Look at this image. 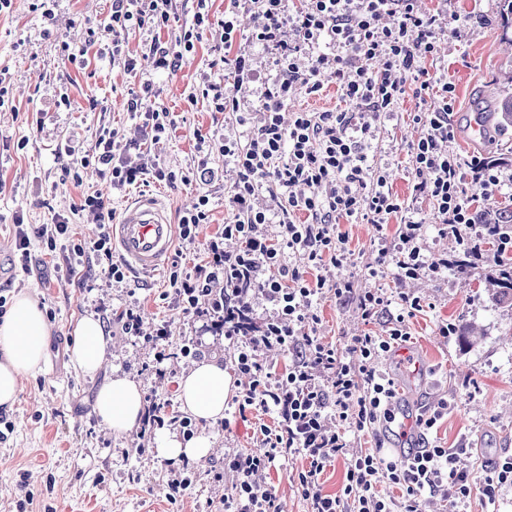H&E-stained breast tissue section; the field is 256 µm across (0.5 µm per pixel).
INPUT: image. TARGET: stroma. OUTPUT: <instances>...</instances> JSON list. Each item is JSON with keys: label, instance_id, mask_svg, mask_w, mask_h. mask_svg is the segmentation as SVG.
Masks as SVG:
<instances>
[{"label": "stroma", "instance_id": "35a3bbf8", "mask_svg": "<svg viewBox=\"0 0 512 512\" xmlns=\"http://www.w3.org/2000/svg\"><path fill=\"white\" fill-rule=\"evenodd\" d=\"M41 0H13L0 12V72L6 76L9 103L0 108V295L7 300L29 286H36L37 299L50 326L48 355L40 373L20 382L19 402L6 418L12 430L0 440V512H224V496L232 477L224 471L225 454L255 451L260 425H274V412L253 410L239 416L234 402H227L222 420L193 421L191 428L167 423L152 429L135 425L118 433L102 424L94 413L96 393L105 378L126 375L139 383L145 404L167 402L169 415L180 414L178 382L192 366V359L179 350L185 338L201 335L200 356L229 361L224 338L201 334L203 324L195 314L184 312L169 283L172 270L194 274L207 260L210 240L219 236L232 218L224 207V192L235 180L232 164L226 163L220 147L224 142V115L214 111L209 99L189 102L188 96L201 83V74L232 85L224 69V45L218 35H204L194 52L185 56L179 70L154 68L146 58L151 31L130 30L123 51L137 60L140 77L128 75L111 56L89 52L85 61L69 62L63 43L81 47L88 28L97 27L109 10L108 0H53L51 17H44ZM422 11L447 12L449 18L465 22L461 38L441 33L438 52L425 67L431 81L449 80L455 86V137L450 153L462 160L474 157L506 158L499 171L504 186L494 201H485L478 185L466 182L473 205L482 210L512 204V127L487 132L484 139L470 140L468 126L482 101L498 95L500 76L512 66L501 40L506 19L501 0H419ZM234 49L253 58L261 79L244 100V110L258 112L266 78L275 76L270 52L238 34ZM152 84V98L173 115L168 136L152 145L151 156L173 182L151 181L146 188L114 189L95 167L81 169L80 180L67 174L66 159L57 155L61 144L75 150V158H95L99 130L110 127L127 139H142L143 133L127 110L131 92L141 79ZM68 94L70 107L59 106ZM421 102L406 94L398 115L387 121L369 151L370 165L386 169L393 194L404 199L423 221L422 243L428 257L453 255L459 239L481 234V226L462 228L460 234L441 233L432 222L433 206L415 197L408 145L422 128L412 120ZM208 166L215 176L207 183L184 184L183 176ZM108 193L115 211L141 193L158 196L171 219L193 205L198 195L209 197L208 222L193 240H175L170 261L155 274L128 272L123 282L106 274L108 259L93 267L69 269L64 248L48 251L33 242L31 260L22 263L15 249V222L49 224L54 216L69 217L70 237H96L98 226L89 212L72 214L81 196ZM351 263L343 271L332 265L306 267L302 254L291 255L292 266L305 268L306 278L316 275L335 280L349 278L355 289L381 288L395 297L406 293L417 297L422 308L408 316L411 334L403 352H391L383 365L397 389L410 400L400 414L415 418L446 402L448 411L434 426L430 437L448 448L468 444L458 466L483 481L493 462L512 453V307L494 302L487 288L496 265V249L484 245L468 280L456 275L425 276L399 281L394 268L370 277L381 248L393 247L396 224L383 230L357 221L346 224ZM139 309L144 334L166 326L168 336L159 345L143 336L126 334L120 314ZM317 316L314 336L335 348L344 347L353 336L385 335L387 315L365 321L354 301H338L333 288H324L314 302ZM94 315L112 338V349L102 374L88 377L70 361L73 328L83 316ZM451 324L448 335L440 327ZM472 325L475 333L462 337L458 330ZM165 348L167 360L157 361V348ZM209 435L213 446L208 455L189 461L192 485L177 502L166 498L167 472L173 461L158 451L168 434L188 439L192 434ZM304 457L295 455L265 476L276 497L278 512H309L310 505L298 489L297 474L305 468ZM33 493L31 505H23L25 493ZM426 512H512V484L497 486L493 496L475 492L466 501L450 504L444 494L427 498Z\"/></svg>", "mask_w": 512, "mask_h": 512}]
</instances>
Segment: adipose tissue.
I'll return each instance as SVG.
<instances>
[{
  "label": "adipose tissue",
  "mask_w": 512,
  "mask_h": 512,
  "mask_svg": "<svg viewBox=\"0 0 512 512\" xmlns=\"http://www.w3.org/2000/svg\"><path fill=\"white\" fill-rule=\"evenodd\" d=\"M49 325L37 299L18 294L9 313L0 319V408L14 409L22 376L40 371L46 360ZM71 361L83 374L102 370L109 339L99 319L86 316L74 327ZM230 380L223 362L206 359L178 384L181 408L196 419L213 422L224 416ZM143 408L140 386L125 376L107 380L98 390L95 411L101 421L117 432L132 428Z\"/></svg>",
  "instance_id": "1"
}]
</instances>
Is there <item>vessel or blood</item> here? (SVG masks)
I'll list each match as a JSON object with an SVG mask.
<instances>
[{"label": "vessel or blood", "instance_id": "1", "mask_svg": "<svg viewBox=\"0 0 512 512\" xmlns=\"http://www.w3.org/2000/svg\"><path fill=\"white\" fill-rule=\"evenodd\" d=\"M174 240L161 200L152 195L135 197L112 227V245L136 270L151 274L164 265Z\"/></svg>", "mask_w": 512, "mask_h": 512}]
</instances>
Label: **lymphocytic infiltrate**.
Returning <instances> with one entry per match:
<instances>
[{"mask_svg": "<svg viewBox=\"0 0 512 512\" xmlns=\"http://www.w3.org/2000/svg\"><path fill=\"white\" fill-rule=\"evenodd\" d=\"M210 0H196L193 22L174 38L160 39L169 27L172 0H112L102 31H89L88 46L99 33L112 43V56L134 71L135 58L123 56L122 37L132 29L156 31L150 50L162 70L179 68L185 54L194 50L205 33L219 31L224 42V66L235 75L233 93L203 78L215 111L228 121L249 124L246 138L225 135L224 158L234 164L237 178L224 194V206L233 216L195 276L171 273L169 281L185 311L196 310L200 297H209L213 329L222 331L224 346L232 355L235 371L247 377L237 400L239 412L259 407L275 411L276 427H261L262 448L225 456L224 467L233 477L224 499L225 512H277L275 497L261 477L293 455L304 456L307 468L298 483L311 512H393V499L375 489L378 476L403 492V512H423V497L445 492L452 501L472 496V476L457 466L460 449L422 442L406 460L376 448L360 451L346 466L340 494L324 493V469L342 452V435L332 423H346L356 430L382 423L392 427L396 414L390 406L394 382L377 366L378 359L408 341L405 316L419 309L420 300L405 294L391 299L380 290L355 292L352 281L337 279L336 296L355 300L364 320L387 315V335L353 337L345 351H338L306 331L307 312L326 285L325 277L308 280L299 269L282 263L285 251L303 254L307 264L320 267L331 262L343 269L350 261L348 235L340 218L363 219L376 228L402 210L390 191L386 172L367 165L368 150L380 127L393 117L415 81L416 96L430 98V105L413 120L423 133L410 145L416 193L434 206L433 220L443 227L474 225L479 221L473 198L464 186L463 167H470L485 200L500 193L502 181L491 163L475 158L470 163L449 153L453 136L450 116L454 110L451 83L433 87L427 80L425 61L437 51L436 34L443 30L445 14L423 13L417 0H301L289 9L288 0H233L223 20L210 15ZM249 19L250 39L275 56L276 77L264 85L262 110L254 123L241 113V96L258 79L252 58L235 53L233 41L241 17ZM293 40H285L284 27ZM377 69H370V62ZM336 84L345 103L336 112L283 113L297 93L318 95L324 81ZM150 83L127 101V110L142 121L151 143H159L172 126L169 111L148 99ZM116 130L102 128L94 163L108 175L113 187L123 188L146 178L172 180V173L150 162L136 140L118 144ZM79 210L95 213L100 225L97 239L74 243L69 259L84 264L92 257L111 256L110 228L115 212L111 201L97 193L83 197ZM306 213L308 223L296 220ZM277 224L270 234L269 224ZM421 222H401L395 250H381L379 265H395L398 279H418L447 272L444 258L428 259L421 243ZM68 218L33 228L17 225L15 247L29 258L32 240L55 250L58 239L68 237ZM236 250H225L227 241ZM262 300L268 314L261 326L245 331L242 320L252 319L255 300ZM277 347L291 360L278 375L266 372L259 361L263 350Z\"/></svg>", "mask_w": 512, "mask_h": 512, "instance_id": "lymphocytic-infiltrate-1", "label": "lymphocytic infiltrate"}]
</instances>
